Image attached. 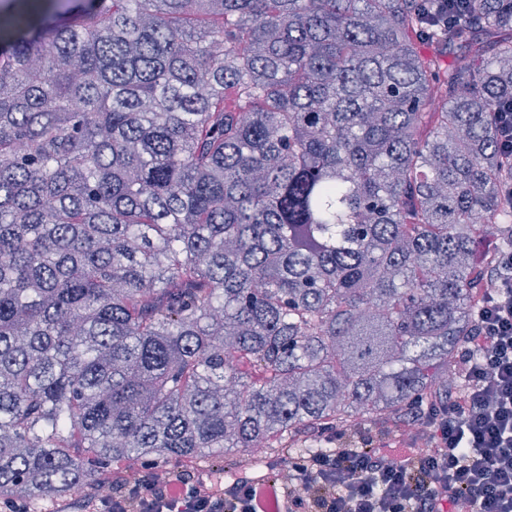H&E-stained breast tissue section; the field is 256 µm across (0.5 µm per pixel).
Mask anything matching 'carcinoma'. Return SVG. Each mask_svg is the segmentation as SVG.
<instances>
[{"mask_svg":"<svg viewBox=\"0 0 512 512\" xmlns=\"http://www.w3.org/2000/svg\"><path fill=\"white\" fill-rule=\"evenodd\" d=\"M439 10L0 0V498L448 391L512 249V0Z\"/></svg>","mask_w":512,"mask_h":512,"instance_id":"carcinoma-1","label":"carcinoma"}]
</instances>
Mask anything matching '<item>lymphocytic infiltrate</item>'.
Instances as JSON below:
<instances>
[{"label":"lymphocytic infiltrate","instance_id":"obj_1","mask_svg":"<svg viewBox=\"0 0 512 512\" xmlns=\"http://www.w3.org/2000/svg\"><path fill=\"white\" fill-rule=\"evenodd\" d=\"M474 332L454 364L461 385L412 407L394 430L329 429L326 451L287 457L272 481L281 512H512V250L490 258ZM112 492L81 512H261L246 471L231 482L183 469L112 470Z\"/></svg>","mask_w":512,"mask_h":512}]
</instances>
